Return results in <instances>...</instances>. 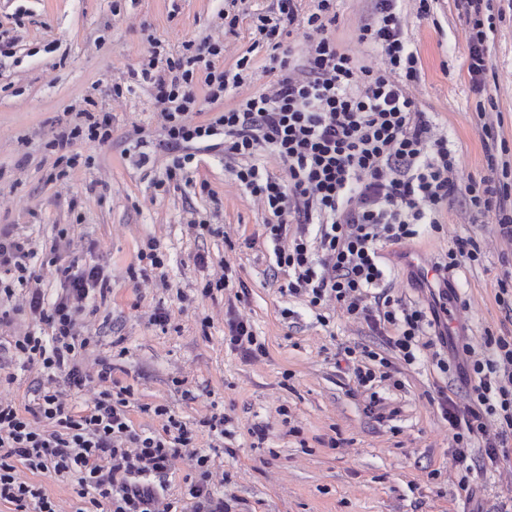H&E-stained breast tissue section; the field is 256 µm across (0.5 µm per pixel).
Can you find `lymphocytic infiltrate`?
Segmentation results:
<instances>
[{
	"label": "lymphocytic infiltrate",
	"instance_id": "lymphocytic-infiltrate-1",
	"mask_svg": "<svg viewBox=\"0 0 512 512\" xmlns=\"http://www.w3.org/2000/svg\"><path fill=\"white\" fill-rule=\"evenodd\" d=\"M373 19L359 28L358 39L379 49L381 69L357 67L329 35L336 24V0H314L300 13L296 0H275L256 16L255 47L266 49L279 77L266 90L237 98L250 67L249 57L221 66L219 42L188 40L178 56L150 41L139 68L126 83L113 85L115 97L140 85L153 88L159 111L162 150L171 162L167 181L182 180L198 151H218L232 160L238 183L273 220L264 236L273 245L274 268L287 276L283 295L302 299L309 308L340 305L347 316L366 324L385 350L347 347L339 356L355 385L367 397L366 410L384 417L377 382L401 386L393 360L416 363L430 351L440 373L457 371L466 404L455 390L437 389V403L448 423L458 457H465L474 437L485 443L490 461L512 457V336L486 332L485 351L466 366L452 368L443 348L453 343L443 288L427 305L395 299L386 282L381 250L439 231L451 201L463 198L473 217L494 214L500 236L512 240V184L492 178L470 181L459 189V161L438 132L430 113L412 94L420 77V59L404 37L398 0H373ZM469 26L466 60L472 88L485 89L490 69L484 16L491 0H455ZM304 28L309 49L303 64L279 56L285 37ZM207 91L197 97L195 85ZM236 97L234 107L195 123L191 113L204 104ZM81 122L53 131L48 148L55 152L53 178L83 164L76 143L105 144L112 139V117L83 111ZM267 149L283 162L279 177L256 160ZM35 253L11 225H0V295L12 297L13 283H27ZM62 291L46 301L41 289L29 292L24 309L37 331L16 337L12 354L26 363L41 362L47 382L38 386L33 405L17 409L0 402V503L11 512H56L52 498L24 471L71 480L75 512H231L232 506L212 486L211 456L197 448L198 430L224 437L226 416L211 413L189 428L161 405L153 409L161 430L135 429L130 417L131 386L114 376V365L100 360L95 378L105 385L85 409L69 408L57 379L83 389L93 376L77 360L91 343L82 336L79 318L91 299L106 295L110 283L101 267L80 269L59 264ZM498 429H490V419ZM188 454L193 477L180 496L168 495L176 457Z\"/></svg>",
	"mask_w": 512,
	"mask_h": 512
}]
</instances>
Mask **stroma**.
Wrapping results in <instances>:
<instances>
[{"instance_id": "stroma-1", "label": "stroma", "mask_w": 512, "mask_h": 512, "mask_svg": "<svg viewBox=\"0 0 512 512\" xmlns=\"http://www.w3.org/2000/svg\"><path fill=\"white\" fill-rule=\"evenodd\" d=\"M272 0H246L236 34L224 32V0H0V33L15 40L11 56H0V225H12L36 252L31 262L46 298L60 280L48 260L53 249L78 266L100 265L112 291L95 301L80 321L96 342L80 361L94 369L100 358L117 366L116 376L133 385L135 428H160L140 412L141 404L164 405L187 426L211 411L230 418L231 437L214 451L208 433L197 445L212 449V471L224 478L225 497H237L235 512H512V459L485 462L482 439H474L465 463L432 398L443 378L430 361L399 365L403 385L387 391L397 416L378 421L336 358L344 347H379L365 325L339 307L311 311L281 294L272 274L273 246L263 236L264 211L235 180L223 153L197 152L186 178L160 190L167 160L157 147L161 121L149 87L112 97L110 88L137 67L149 39L170 53L182 43L207 38L224 44V64L250 55L252 66L239 96L268 88L275 80L264 50L253 49L255 13ZM372 0H338L330 31L337 46L357 65L375 68L379 59L360 44L359 26L372 17ZM404 35L421 59L413 94L431 112L459 157L457 181L489 173L483 151L479 99L464 66L468 23L454 0H434L429 18L416 15L414 0L400 4ZM491 69L486 93L501 114L500 134L512 145V11H505L489 35ZM111 113L112 139L103 145L76 144L88 165L49 180L54 156L46 143L57 121L75 122L87 101ZM208 182L210 193L199 191ZM210 216L217 235L196 236L195 218ZM157 238L169 263L148 279L131 277L146 238ZM476 238L480 265L460 268L454 284L462 299L454 307L456 329L475 351L485 331L512 332L496 302L503 259L512 242L502 239L494 218L474 219L460 201L444 213L441 233L404 246L383 248L393 295L426 299L415 287L400 251H425L435 259L457 239ZM230 268L248 296L234 288L205 297L207 280ZM252 324L266 353L248 361L224 341L228 309ZM164 311L168 326L152 321ZM14 376L0 386V400L24 407L42 376L40 366L0 361ZM267 439L255 445L254 425ZM471 472L472 499L457 482Z\"/></svg>"}]
</instances>
